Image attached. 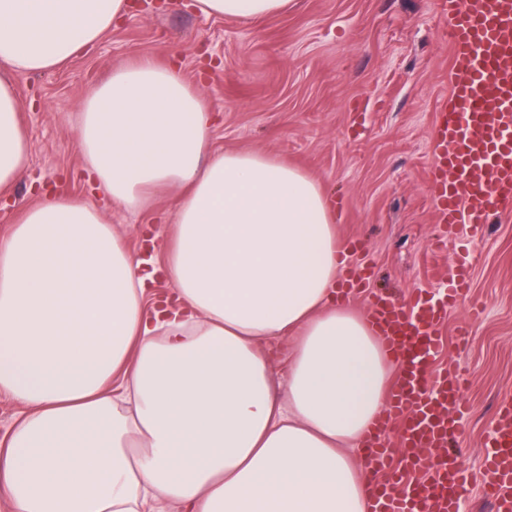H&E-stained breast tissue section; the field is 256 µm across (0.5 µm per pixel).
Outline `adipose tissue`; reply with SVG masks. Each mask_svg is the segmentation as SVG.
I'll return each mask as SVG.
<instances>
[{"label": "adipose tissue", "instance_id": "obj_1", "mask_svg": "<svg viewBox=\"0 0 512 512\" xmlns=\"http://www.w3.org/2000/svg\"><path fill=\"white\" fill-rule=\"evenodd\" d=\"M292 0H196L259 19ZM126 0H0V194L28 164L15 88L99 41ZM180 67L130 62L85 99L77 143L112 205L149 210L176 308L147 312L153 272L91 203L39 199L0 237V443L9 512H368L353 455L397 376L366 315L336 304L329 200L273 155L211 146ZM294 336L283 397L263 343ZM22 407L13 401L11 398L0 395V439H5L8 432L13 425L15 419L18 417Z\"/></svg>", "mask_w": 512, "mask_h": 512}]
</instances>
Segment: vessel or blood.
Wrapping results in <instances>:
<instances>
[{"instance_id":"b4317fda","label":"vessel or blood","mask_w":512,"mask_h":512,"mask_svg":"<svg viewBox=\"0 0 512 512\" xmlns=\"http://www.w3.org/2000/svg\"><path fill=\"white\" fill-rule=\"evenodd\" d=\"M444 11L451 81L431 131L427 188L439 223L466 228L476 241L486 224L512 213V0H445ZM469 269L460 262L441 297H369L370 320L397 366L385 415L363 444L374 512H458L476 481L495 512H512V398L500 401L482 469L472 475L447 449L464 380L456 368H430L448 311L470 286Z\"/></svg>"}]
</instances>
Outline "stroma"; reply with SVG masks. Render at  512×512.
I'll return each mask as SVG.
<instances>
[{"mask_svg":"<svg viewBox=\"0 0 512 512\" xmlns=\"http://www.w3.org/2000/svg\"><path fill=\"white\" fill-rule=\"evenodd\" d=\"M444 26L440 0H295L257 20L206 17L192 0L131 7L65 67L17 78L29 162L0 197V236L42 191L92 195L76 143L89 92L122 64L174 60L216 116L214 149L288 160L341 204L336 238L361 243L372 288L402 302L436 289L461 248L452 237L437 244L442 228L426 186L436 104L449 91ZM173 197L159 190L148 214L98 205L139 255L141 227L165 232L157 215ZM470 256L471 290L449 311L434 363L466 375L461 460L475 470L499 402L512 394V216L487 225Z\"/></svg>","mask_w":512,"mask_h":512,"instance_id":"1","label":"stroma"}]
</instances>
